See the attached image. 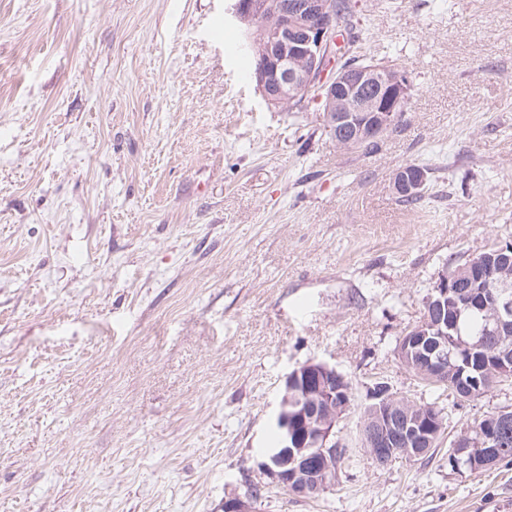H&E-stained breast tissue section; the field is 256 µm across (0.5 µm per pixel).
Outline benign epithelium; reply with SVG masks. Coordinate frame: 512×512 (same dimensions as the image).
<instances>
[{"instance_id":"obj_1","label":"benign epithelium","mask_w":512,"mask_h":512,"mask_svg":"<svg viewBox=\"0 0 512 512\" xmlns=\"http://www.w3.org/2000/svg\"><path fill=\"white\" fill-rule=\"evenodd\" d=\"M232 16L244 32L252 52L251 77L266 104L284 108L315 98L325 112L326 124L336 144L355 149L382 140L400 121L401 109L410 99L407 72L386 64L338 67L334 63L340 24L334 0H231ZM478 278L470 264L453 277L440 273L427 306L445 308L448 293L470 298V304L486 303L473 290ZM494 299L493 332L512 327V283L498 282ZM420 370L434 379H448V322L426 320L418 334L407 336L404 353L420 354L426 341ZM347 378L335 367L309 361L290 372L284 381L276 423L281 429L280 448L259 463L262 474L301 497L327 491L336 481V423L350 402L336 401L346 390ZM404 396L386 387L371 392L377 411L367 455L377 465H387L394 454L413 456L429 448L435 424L403 403ZM223 512H256L249 492L224 501Z\"/></svg>"}]
</instances>
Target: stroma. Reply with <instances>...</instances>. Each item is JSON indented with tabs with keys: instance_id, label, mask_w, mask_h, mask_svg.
I'll return each instance as SVG.
<instances>
[{
	"instance_id": "obj_1",
	"label": "stroma",
	"mask_w": 512,
	"mask_h": 512,
	"mask_svg": "<svg viewBox=\"0 0 512 512\" xmlns=\"http://www.w3.org/2000/svg\"><path fill=\"white\" fill-rule=\"evenodd\" d=\"M350 4L412 81L371 152L266 105L228 0H0V512H218L250 481L258 512H512V462L448 465L512 383L456 406L394 354L439 272L512 242V0ZM311 360L352 385V462L304 498L258 464ZM379 381L451 406L432 457L364 453ZM404 168L409 169L412 172L421 170L425 174V176H422L420 178V181H417V179H415L413 181L406 180L405 182H403V181L400 182L401 185L403 186L402 189H404V191L406 192V193H402V194H408V195H398L397 200L403 206H405L407 208H413L421 201V199L423 198L425 191L427 189L428 181H429L428 168L424 167L423 165L416 164V163H410V164H406L404 167L399 169L396 172V175L394 178V188H395V191L397 194H398V191L401 192V190L398 189L396 181H397L398 175L404 171ZM424 179H425V181H424ZM418 189H420V190L418 192H416ZM414 192H416V193H414ZM411 193H414V194H411Z\"/></svg>"
}]
</instances>
